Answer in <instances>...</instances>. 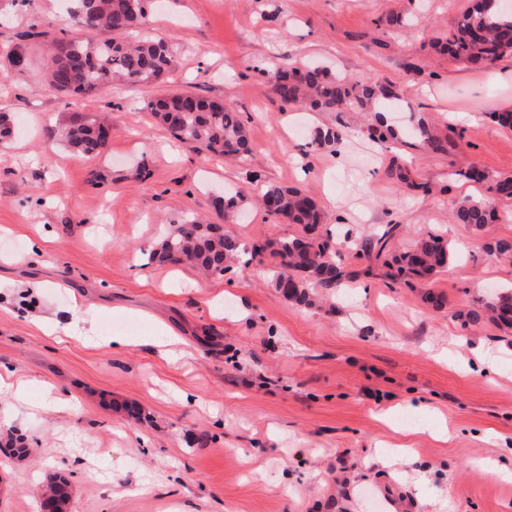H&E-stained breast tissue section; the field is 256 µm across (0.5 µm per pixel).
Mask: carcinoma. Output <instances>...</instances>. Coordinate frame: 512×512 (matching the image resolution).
<instances>
[{
  "mask_svg": "<svg viewBox=\"0 0 512 512\" xmlns=\"http://www.w3.org/2000/svg\"><path fill=\"white\" fill-rule=\"evenodd\" d=\"M153 0H77L74 14L77 31L55 38L47 48L43 86L55 93L93 96L113 82L129 86L161 83L177 69L178 58L173 44L164 37H149L134 44L116 36L136 27L147 17ZM488 0H474L454 29L437 39L435 49L450 58L480 71L495 66L512 53V12L498 10L494 20L487 13ZM30 64L28 54L17 50L6 52L0 68V82ZM270 82L279 101L285 105L304 104L321 112H359L372 116L367 134L370 140L384 144L397 136L385 112L398 95L388 85L356 79L310 64L286 61L270 72ZM152 116L165 125L174 137L192 144L210 158H244L254 151L249 130L240 113L222 103L190 93H171L149 102ZM409 137L430 154L451 155L458 148L461 135L448 127L442 131L424 118L411 123ZM49 138L81 155L104 153L111 140L110 125L101 120H88L74 115L69 122L49 131ZM342 140L333 127L316 133V144L334 146ZM474 182L489 183L491 198L464 201L454 211L453 219L479 229L490 223L498 202L512 201V176H493L477 169L463 173ZM244 194H226L212 201V208L223 218L232 217L239 209ZM258 205L275 223L300 224L306 236L286 237L275 243L254 248L259 255L266 251L277 259L272 270L276 291L297 305L312 301L311 290L340 286L347 277L336 263L328 240H320L321 213L309 190L275 184L260 186ZM345 242L356 257L380 259L387 244L386 235ZM241 252L237 238L227 234L218 224L194 216H186L150 250L148 263L154 266L188 264L201 273L221 275L226 264ZM456 258L453 246L443 238L428 234L418 238L402 256L391 277L410 284L413 278H429L444 270ZM465 322L484 320L501 330L512 331V286L476 301L458 314Z\"/></svg>",
  "mask_w": 512,
  "mask_h": 512,
  "instance_id": "carcinoma-1",
  "label": "carcinoma"
}]
</instances>
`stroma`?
<instances>
[{"label": "stroma", "instance_id": "1", "mask_svg": "<svg viewBox=\"0 0 512 512\" xmlns=\"http://www.w3.org/2000/svg\"><path fill=\"white\" fill-rule=\"evenodd\" d=\"M470 0H161L140 36L177 47V70L131 90L81 99L41 87L38 33L73 30V0H0V48L31 69L0 84L15 131L0 146V373L28 381L25 400L0 396V512H39L50 477L72 486L69 512H512V333L459 318L477 298L512 285V258L488 255L512 239V202L478 232L451 223L463 198L488 195L462 178L478 167L512 175V131L491 122L512 85L437 54ZM406 13V26L388 24ZM317 63L392 85L401 116L443 124L456 113L462 145L426 154L406 136L380 147L351 112L281 108L269 72L281 59ZM185 91L240 112L255 151L214 161L178 144L147 103ZM109 114L98 157L48 142L73 113ZM336 126V148L314 144ZM431 183L406 188L391 171ZM105 175L92 180L93 172ZM261 182L308 188L323 233L341 240L397 231L400 254L420 235L458 258L428 284L391 282L385 267L341 250L351 279L291 304L271 285L254 245L303 235L251 202L225 224L247 252L224 275L146 254L186 213L210 214L213 195L254 197ZM260 182V183H261ZM164 327L178 354L94 346ZM144 423L128 422L124 405ZM23 438L27 454L7 441Z\"/></svg>", "mask_w": 512, "mask_h": 512}]
</instances>
